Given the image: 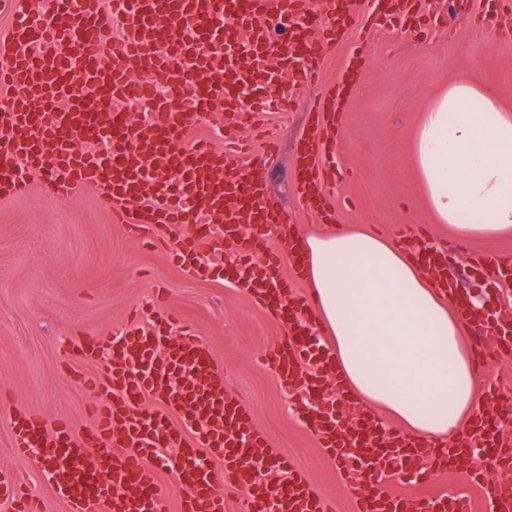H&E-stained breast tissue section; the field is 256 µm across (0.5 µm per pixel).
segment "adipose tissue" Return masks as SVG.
I'll return each instance as SVG.
<instances>
[{"label":"adipose tissue","instance_id":"1","mask_svg":"<svg viewBox=\"0 0 512 512\" xmlns=\"http://www.w3.org/2000/svg\"><path fill=\"white\" fill-rule=\"evenodd\" d=\"M428 204L455 238L512 234V113L492 82L460 81L424 112L413 142ZM302 273L348 395L429 444L459 435L480 402L465 328L389 237L336 229L304 240Z\"/></svg>","mask_w":512,"mask_h":512}]
</instances>
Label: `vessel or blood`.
<instances>
[{"label":"vessel or blood","instance_id":"obj_1","mask_svg":"<svg viewBox=\"0 0 512 512\" xmlns=\"http://www.w3.org/2000/svg\"><path fill=\"white\" fill-rule=\"evenodd\" d=\"M368 4L372 30L423 8L422 0ZM352 7L353 0L320 7L314 0H67L39 22L20 0H0V11L12 17L0 38V90L9 96L0 109V198L22 194L34 174L61 202L93 188L113 223L134 239L159 240L194 277L214 270L199 261L202 248L222 252L239 225H251L254 240L237 285L296 328L264 359L289 386L321 396L333 370L308 326L314 305L293 296L280 254L264 241L278 214L265 155L181 142L188 127L216 112L230 124L247 123L277 100L283 84L300 91L317 80L313 64L336 38L334 17ZM358 67L357 59L346 61L312 107L314 135L298 141L299 195L318 215L333 207L336 140ZM159 86L180 90L189 108L157 97ZM102 96L133 103L147 117L100 111ZM465 320L492 341L491 352H478V365L512 359L511 315L471 310ZM80 353L106 363L82 376L95 394L88 429L78 433L67 420L51 424L28 409L9 415L14 455L52 465L45 498L20 495L18 477L0 479V501L11 512H51L59 502L67 512H165V448L176 451L181 512H226L232 501L242 512H336L288 459L262 454L265 439L248 405L224 390L226 369L175 314L152 317L147 329L84 340ZM321 406L308 428L339 460L344 480L367 484L353 512H469L462 497L441 491L416 499L386 490L384 476L402 474L409 457L401 431L375 429L360 414L340 417L331 400ZM475 436L493 450L496 469H512V438L493 425ZM206 457L222 469L197 467Z\"/></svg>","mask_w":512,"mask_h":512}]
</instances>
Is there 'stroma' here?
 Wrapping results in <instances>:
<instances>
[{
	"label": "stroma",
	"mask_w": 512,
	"mask_h": 512,
	"mask_svg": "<svg viewBox=\"0 0 512 512\" xmlns=\"http://www.w3.org/2000/svg\"><path fill=\"white\" fill-rule=\"evenodd\" d=\"M499 2L426 0L435 23L371 36L352 24L325 49L316 84L300 95L283 92L264 133L240 125L253 149H261L264 137L278 140L270 190L299 235L324 228L305 210L292 176L296 145L307 131L306 102L333 85L354 49L366 65L343 121L342 175L334 190L338 226L392 237L424 226L427 244L446 251L449 272H461L466 296L497 302V283L470 265L487 251L512 254V236L453 239L429 209L412 143L423 113L452 82L493 81L500 105L512 112V41L495 39L486 23L499 16ZM159 291L210 345L216 362L230 367L225 388L246 401L268 452L288 457L319 493L335 499L337 512H351L353 495L335 461L300 419L310 400L282 385L275 367L257 361L287 338L284 323L226 278L194 279L167 249L133 243L123 225L111 223L93 190L62 203L36 176L23 195L0 200V393L15 407L68 419L79 429L90 426V393L78 377L89 365L77 344L122 332L133 311L149 312ZM5 415L0 408V471L20 476L30 494L46 495L48 463L14 456ZM499 479L495 473L473 483L446 469L438 487L465 497L470 512H487L490 487Z\"/></svg>",
	"instance_id": "stroma-1"
}]
</instances>
